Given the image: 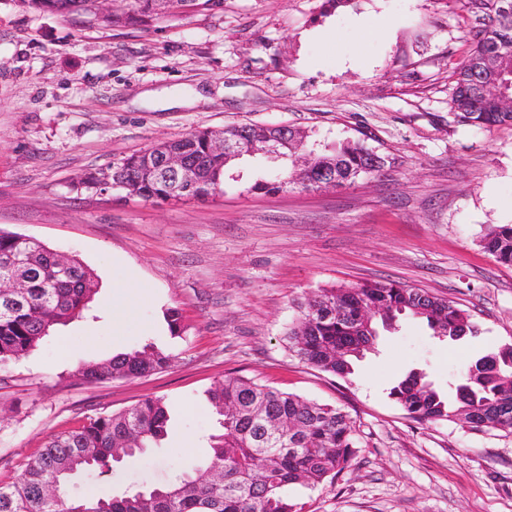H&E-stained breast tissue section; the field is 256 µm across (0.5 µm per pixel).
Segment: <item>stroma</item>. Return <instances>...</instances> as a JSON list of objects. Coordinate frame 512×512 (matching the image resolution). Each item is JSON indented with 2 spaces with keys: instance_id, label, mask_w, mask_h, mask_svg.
Instances as JSON below:
<instances>
[{
  "instance_id": "35a3bbf8",
  "label": "stroma",
  "mask_w": 512,
  "mask_h": 512,
  "mask_svg": "<svg viewBox=\"0 0 512 512\" xmlns=\"http://www.w3.org/2000/svg\"><path fill=\"white\" fill-rule=\"evenodd\" d=\"M472 24L459 0H224L148 29L85 27L0 0V229L81 260L99 301L113 260L146 284L121 342L98 301L0 368V482L48 436L152 396L170 415L159 445L109 478L80 472L69 491L166 486L207 457L219 417L206 392L234 373L355 420L358 453L336 483L290 487L304 512H512V434L420 424L388 396L414 369L447 392L473 358L512 343V266L479 244L489 226L512 224V126L459 124L451 105ZM243 123L324 145L361 139L387 164L342 187L264 193L247 161L205 200L82 184L156 142ZM374 281L450 299L480 332L439 339L403 319L346 380L289 351L297 300ZM148 341L172 355L169 368L78 374Z\"/></svg>"
}]
</instances>
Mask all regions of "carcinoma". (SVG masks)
I'll list each match as a JSON object with an SVG mask.
<instances>
[{"mask_svg":"<svg viewBox=\"0 0 512 512\" xmlns=\"http://www.w3.org/2000/svg\"><path fill=\"white\" fill-rule=\"evenodd\" d=\"M33 12L71 17L81 24L106 22L96 0H23ZM135 21L147 29L158 19L153 0H128ZM474 17L472 45L453 69L452 104L457 122L477 129L512 125V99L476 92L477 84L512 82V10L501 0H464ZM274 132L268 125L231 128L240 140ZM208 130L163 143L186 150L198 170L188 191L146 170L145 152L134 153L112 166V183L134 187L145 201L173 191L205 199L222 191L226 172L235 160L209 151ZM277 159L280 171L254 182L252 189L276 192L292 186L319 189V171L334 166L337 185L380 170L385 158L361 141L347 140L319 150L301 135ZM480 246L497 261L512 265V224L491 227ZM28 281L18 297L0 293V367L31 352L49 330L88 308L96 274L78 259L43 244L0 230V277ZM298 315L288 326V348L312 368L343 379L354 373V362L378 335V327L394 329L400 319H418L435 336L465 333L478 326L454 302L423 290L392 282H365L320 288L296 304ZM374 312L370 328H361L362 312ZM171 356L147 344L107 362L83 365L88 381L141 377L168 367ZM448 400L425 373L409 372L389 396L407 418L418 423H462L477 432L512 434V344L470 361L450 388ZM220 416V434L210 437L209 455L174 483L148 492L73 496L68 483L75 473L94 468L112 472L116 455L132 458L158 444L166 434L168 411L160 398H146L119 412L104 414L50 438L13 481L0 484V512H302L287 489L332 484L350 467L357 453L355 421L342 408L303 398L238 374H227L207 391Z\"/></svg>","mask_w":512,"mask_h":512,"instance_id":"1","label":"carcinoma"}]
</instances>
